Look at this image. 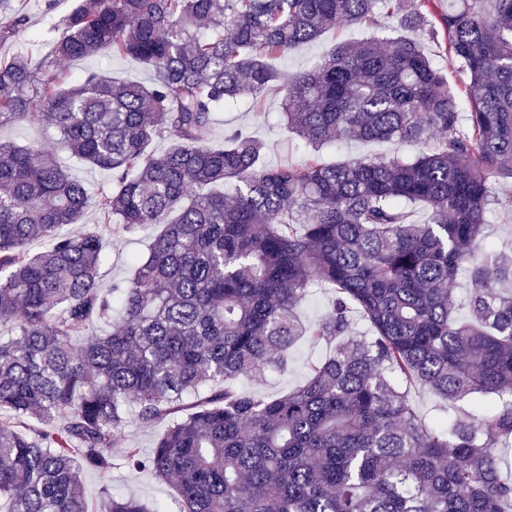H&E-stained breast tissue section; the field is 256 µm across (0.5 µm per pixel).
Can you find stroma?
Instances as JSON below:
<instances>
[{
  "label": "stroma",
  "mask_w": 512,
  "mask_h": 512,
  "mask_svg": "<svg viewBox=\"0 0 512 512\" xmlns=\"http://www.w3.org/2000/svg\"><path fill=\"white\" fill-rule=\"evenodd\" d=\"M15 13L24 15L25 27L9 43L0 45V58L17 54H32L41 57L47 50V42L59 38L62 34L56 23L60 16L67 13L73 0H57L48 5L47 0H12ZM366 28L350 25L338 27L326 32L319 40L311 44L295 47L279 60V69L286 74H294L309 68L323 56L334 44L340 41H357L371 37ZM71 79H79L87 70H103L119 80L148 82L151 71L144 65L131 60L96 55L88 59L67 61L63 64ZM281 97L278 87H271L263 97L259 109L266 117L255 120L252 108L244 102L227 104L215 115V124L210 133L211 143H218L225 128L244 127L252 136L261 140L265 150L261 161L266 165L303 163L307 150L303 144L284 129L281 119ZM418 145L402 142H360L331 144L324 147L321 156L324 162L340 163L354 158H375L401 156L410 158L419 154ZM159 228L146 225L130 233L122 234L114 240L106 260L99 269L101 288H110L112 283L126 279L130 274L131 255H147L148 247ZM334 349L330 343H315L308 339L296 342L288 351V365L272 369L259 377L241 376L234 380L236 389L255 393L265 398L282 396L299 386L304 378L305 366L312 360L329 355ZM113 467L111 474L104 475L96 471H85L84 483L91 508H98L104 486H111L113 493L133 495L140 498L148 507L162 505L172 507L173 490L169 483L156 480L143 471H135L125 466L121 449L112 451Z\"/></svg>",
  "instance_id": "1"
}]
</instances>
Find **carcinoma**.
<instances>
[{
	"label": "carcinoma",
	"mask_w": 512,
	"mask_h": 512,
	"mask_svg": "<svg viewBox=\"0 0 512 512\" xmlns=\"http://www.w3.org/2000/svg\"><path fill=\"white\" fill-rule=\"evenodd\" d=\"M392 21L407 34L341 41L291 76L274 65L332 26ZM24 22L0 25V44ZM58 25L40 67L0 60V127L57 135L51 149L0 140V512H90L82 471L108 472L132 419L168 421L151 453L123 459L172 481L178 512H512L496 452L512 442V252L484 245L492 189L512 203V0H75ZM427 37L467 81L448 82ZM105 50L153 79L54 71ZM274 83L303 164H260L242 129L207 143L216 111L257 109ZM333 139L424 150L326 165ZM59 149L112 172V191L72 179ZM92 204L119 233L161 225L108 294L96 270L112 235L60 233ZM462 273L479 285L466 321L450 291ZM315 283L327 309L305 323ZM93 319L110 329L85 335ZM302 337L336 342L303 385L233 387ZM410 386L452 414L424 421Z\"/></svg>",
	"instance_id": "1"
}]
</instances>
